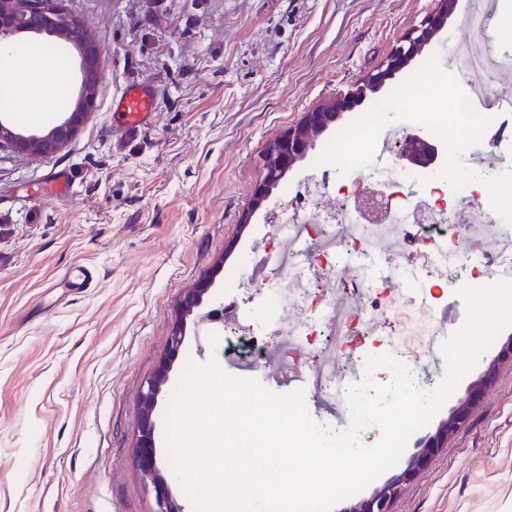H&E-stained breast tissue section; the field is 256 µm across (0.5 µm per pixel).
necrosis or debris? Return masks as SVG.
Here are the masks:
<instances>
[{
	"mask_svg": "<svg viewBox=\"0 0 512 512\" xmlns=\"http://www.w3.org/2000/svg\"><path fill=\"white\" fill-rule=\"evenodd\" d=\"M449 118L446 103H439L432 129L456 144L457 178H449L444 166L403 169L396 161L400 146L396 140L385 153H378L375 125L370 122L354 136L339 132L348 159L336 179L311 176L291 187L295 207L283 220L271 252L276 275L266 282L265 296L271 310L295 309L302 317L280 328L273 346L262 338L259 320L237 319L230 332L247 343L246 364L257 366L276 347L288 376L305 349L318 346L321 356L307 372L306 393L332 400L346 395L348 387L341 365L326 359V352L341 353L356 346L373 351L379 315L394 311L408 322L399 343L414 365L440 333L436 325H414V310L420 307L435 315L459 267H468L477 281L512 279V249L493 254L484 249L486 235L512 238V206L486 190L491 181L512 192V129L500 126L488 140L483 125L452 130ZM473 142L486 145L483 163H475L467 151ZM331 190L346 199L341 210L323 204V196ZM465 206L470 209L466 215L461 212ZM473 222L488 225V233L470 230ZM391 226L404 243L426 239L427 269L384 265L373 244ZM322 272L339 276V290L323 285L318 278ZM407 291L413 295L409 303L403 298Z\"/></svg>",
	"mask_w": 512,
	"mask_h": 512,
	"instance_id": "obj_1",
	"label": "necrosis or debris"
}]
</instances>
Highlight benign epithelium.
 <instances>
[{
	"label": "benign epithelium",
	"instance_id": "benign-epithelium-1",
	"mask_svg": "<svg viewBox=\"0 0 512 512\" xmlns=\"http://www.w3.org/2000/svg\"><path fill=\"white\" fill-rule=\"evenodd\" d=\"M455 0H437L435 9L426 22L412 29L395 48L385 69L371 75L366 89L349 96L338 97L332 104L306 113L304 120L289 128L279 138L269 142L263 153L264 178L255 189L251 212L244 222H250L252 212L261 208L270 198L282 176L302 161L315 139L334 123L341 113L366 98V92H376L385 81L406 67L445 27ZM21 32L47 33L75 44L80 52L81 90L72 111L43 135H23L0 122V145L6 143L19 152L33 156H46L61 150L76 134L85 116L96 100L97 73L104 49L86 36L85 23L68 13L61 0H0V44ZM400 156L413 166H431L441 157L438 146L428 142L423 132L415 129L408 134ZM209 285L204 284L184 295L181 308L187 314L200 307ZM497 360H491L478 379L471 382L467 395L460 399L437 427L435 434L422 441L410 457L406 468L398 475L376 487L369 498L359 501L342 512H391L393 501L409 481L434 453L442 447L467 421L479 394L491 382ZM168 381V367L159 366L142 388L141 417L135 443V461L145 484L152 487L155 498L153 512H185L174 499L168 483L158 466L155 452L154 411L158 397Z\"/></svg>",
	"mask_w": 512,
	"mask_h": 512
}]
</instances>
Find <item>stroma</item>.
Listing matches in <instances>:
<instances>
[{
    "label": "stroma",
    "instance_id": "35a3bbf8",
    "mask_svg": "<svg viewBox=\"0 0 512 512\" xmlns=\"http://www.w3.org/2000/svg\"><path fill=\"white\" fill-rule=\"evenodd\" d=\"M105 50L96 105L72 141L47 156L0 146V512H152L134 446L142 386L163 360L169 380L155 411L156 452L172 495L193 506L168 457L166 412L188 362L228 369L243 349L208 336L201 313L236 299L267 312L231 273L262 262L290 202L288 185L330 168L326 146L361 115L424 128L428 91L458 99L461 77L437 63L455 18L406 68L344 112L289 171L250 223L266 144L305 112L346 94L376 72L398 41L420 26L434 0H63ZM21 42L64 56L66 99L80 88L79 55L64 41L27 33ZM157 94L151 125L132 135L112 127L110 103L130 83ZM10 94L0 122L43 133L59 108L28 119L29 90L0 63ZM66 170L73 193L40 195ZM96 273L71 288L74 263ZM212 286L200 312L183 295ZM185 339L170 356L175 328ZM500 332L439 410L407 440L433 434L491 359L493 382L467 422L403 487L392 512H512V357Z\"/></svg>",
    "mask_w": 512,
    "mask_h": 512
}]
</instances>
